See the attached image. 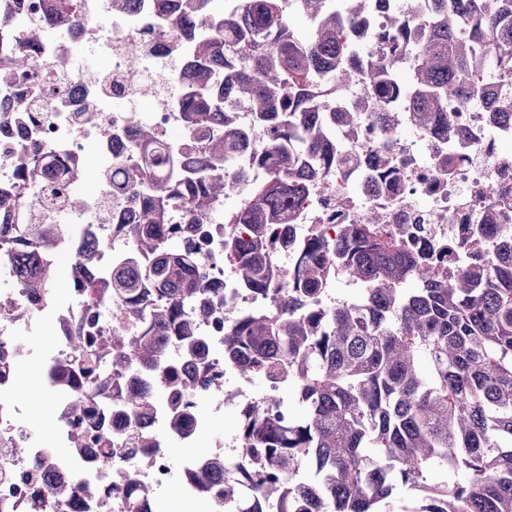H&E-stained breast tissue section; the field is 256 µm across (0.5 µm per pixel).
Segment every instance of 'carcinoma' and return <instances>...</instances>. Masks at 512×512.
<instances>
[{
  "label": "carcinoma",
  "mask_w": 512,
  "mask_h": 512,
  "mask_svg": "<svg viewBox=\"0 0 512 512\" xmlns=\"http://www.w3.org/2000/svg\"><path fill=\"white\" fill-rule=\"evenodd\" d=\"M347 2L340 10L336 0H169L158 35L192 38L187 68L199 78L184 86L182 123L187 140L205 141L204 160L169 152L153 128L139 126L142 156L128 189L143 204L134 223L121 225L128 250L107 262L92 243L94 224L76 230L35 215L0 236V280L9 287L32 295L62 284L82 290L84 313L69 353L41 364L54 398L68 396L73 410L96 417L95 436L83 438L61 415L54 422L61 448L53 453L87 456L107 479L121 437L112 431L115 417L136 432L138 447L153 452H166L169 432L194 438L186 408L171 413L163 431L149 420L207 367L194 307L222 310L226 302L161 225L171 223L175 198L188 223L210 222L236 193L240 144L255 133L252 164L261 175L221 221L228 226L224 264L266 304L226 326L224 366L288 386L300 411L283 420L285 395L247 408L237 424V456L202 457L189 480L173 464V475L202 499L220 487L223 512H379L398 486L418 492V512H512V235L499 208L459 240L421 248L390 213L371 211L360 224L340 225L334 242L317 235L300 243L286 286L269 232L300 221L311 191L332 195L346 167L391 172L398 123L377 106L402 101L411 127L445 139L464 138L442 125L450 98L479 105L492 124H512V97L495 80L512 76V0H410L406 14L387 17L392 53L370 63L353 42L371 23L375 0ZM80 7L81 0H49L59 20ZM294 11L311 21L308 33L291 26ZM36 64L24 51L2 55L0 80ZM228 82L254 112V129L220 111ZM353 82L355 99L337 112L322 109L326 86ZM362 112L382 131L367 162L336 144V126L356 124ZM454 163L446 150L432 159L443 176ZM12 164L30 189L45 183L35 151L20 149ZM65 231L73 258L62 267L52 246ZM454 252L468 259L447 265ZM338 271L365 298L324 303ZM113 306L129 310L137 332L117 328L100 340L89 334L88 324ZM173 338L176 351L168 349ZM438 470L463 478L434 483ZM49 488L28 512H52L58 500L71 502L73 512L85 505L113 512L112 492L78 478ZM157 492L131 483L121 512H160Z\"/></svg>",
  "instance_id": "carcinoma-1"
}]
</instances>
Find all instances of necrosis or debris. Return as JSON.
<instances>
[{
  "mask_svg": "<svg viewBox=\"0 0 512 512\" xmlns=\"http://www.w3.org/2000/svg\"><path fill=\"white\" fill-rule=\"evenodd\" d=\"M0 11L23 16L31 26L44 29L45 35L32 45V52L43 61L42 66L29 70L27 76L14 82H0V193L19 196L36 214L51 219L55 209L42 206L43 192L22 190L11 166L14 152L30 145L38 146L45 158L55 162L52 183L67 196L79 197L78 209L68 211L71 224L95 223L100 245L122 252L126 244L118 233L119 225L128 223L137 210L138 200L127 189L138 158L139 121L153 126L167 147L181 146L184 140L181 121V79L165 76V94L153 109L140 114L134 110H115L113 101H134L135 83L152 82L154 66L184 61L189 54L186 40L158 37L162 25L156 0H134L126 11H116L112 0H84V9L76 21L55 24L44 8V0H0ZM136 43V52H129V43ZM85 49L83 58H76L74 46ZM38 90L49 99L44 112L30 111L26 105L28 90ZM93 109L98 121L85 125L78 112ZM450 124L467 128L469 140L462 145V159L447 177L437 175L431 158L443 148L442 140L425 136L400 121L397 145L392 153L395 184L381 182L378 188L363 193L350 187V176L340 172L336 178L335 203L325 202L319 192H312L309 214L301 224H279L273 230L277 240L300 242L314 231L335 237L340 224L361 223L366 213L384 209L397 221L416 211L437 215L438 223L430 225L429 238L446 241L461 235L466 224L478 223L485 208L496 203L501 181H512V156L502 154L499 143L512 141V125L499 126L490 133L482 111L448 107ZM96 152L102 174L96 195L81 197L73 169L86 168L89 152ZM224 233L221 224H209L204 235L181 229L177 238L185 249L199 259V268L216 287L222 288L230 306L225 316L260 304L261 298L238 287L224 267ZM76 289H69L66 300L55 294L33 297L19 288H1L0 304L29 307L24 321L0 324V356L16 365L34 358V350L18 341L22 330L51 322L54 340L50 350L54 355L65 353L70 342V325L77 314ZM201 333L210 341L209 371L199 375L195 388L188 394L172 395L169 405H187L195 417L198 434H205L204 411L233 405H250L275 397L281 386L268 385L263 390L251 389L249 380L234 377L220 360L224 344V329L215 319L201 317ZM16 373L0 374V512H18L27 502L31 489L22 482L23 473L32 471L39 460L51 459L54 472L62 478H72L82 472L85 481H96L98 472L90 461L82 458H51L50 450L38 439L27 434V420L15 396ZM235 382L239 391L235 399L224 395L227 382ZM162 488L172 480L166 457L139 453L128 456L119 451L112 457V500L120 502L126 493L129 478Z\"/></svg>",
  "mask_w": 512,
  "mask_h": 512,
  "instance_id": "necrosis-or-debris-1",
  "label": "necrosis or debris"
}]
</instances>
